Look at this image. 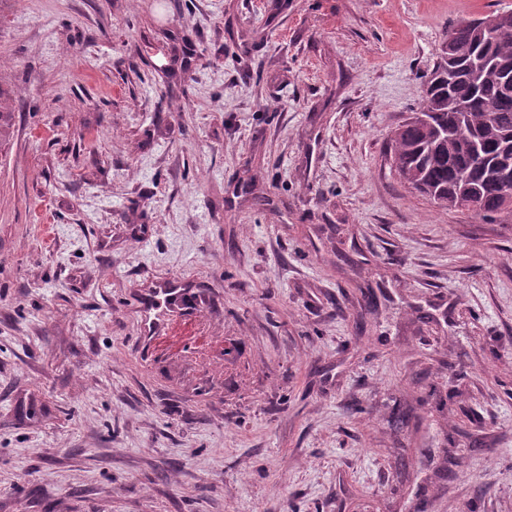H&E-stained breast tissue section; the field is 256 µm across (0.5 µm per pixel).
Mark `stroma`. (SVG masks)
<instances>
[{"label":"stroma","mask_w":512,"mask_h":512,"mask_svg":"<svg viewBox=\"0 0 512 512\" xmlns=\"http://www.w3.org/2000/svg\"><path fill=\"white\" fill-rule=\"evenodd\" d=\"M512 0H12L0 512H512V221L405 186ZM178 277L231 356L156 361ZM141 340L161 334L173 322L197 313V299L191 289L177 278H168L153 288H146L142 298Z\"/></svg>","instance_id":"obj_1"}]
</instances>
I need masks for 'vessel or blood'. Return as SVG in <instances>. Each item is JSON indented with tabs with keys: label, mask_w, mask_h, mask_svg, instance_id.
Here are the masks:
<instances>
[{
	"label": "vessel or blood",
	"mask_w": 512,
	"mask_h": 512,
	"mask_svg": "<svg viewBox=\"0 0 512 512\" xmlns=\"http://www.w3.org/2000/svg\"><path fill=\"white\" fill-rule=\"evenodd\" d=\"M197 300L191 289L176 278H169L146 289L142 298L140 333L143 340L161 334L179 319L195 314Z\"/></svg>",
	"instance_id": "obj_1"
}]
</instances>
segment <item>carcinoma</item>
I'll return each mask as SVG.
<instances>
[{"mask_svg": "<svg viewBox=\"0 0 512 512\" xmlns=\"http://www.w3.org/2000/svg\"><path fill=\"white\" fill-rule=\"evenodd\" d=\"M459 48V60L440 59V83L423 88V107L393 133L389 158L399 178L443 209L448 197L470 196L482 205L484 219L512 215L502 203L493 174L512 173V95L500 94L504 71L512 75V23L492 40L458 22L448 29ZM488 56L494 69H474L471 60ZM453 85H448V78ZM0 75V152L14 137V100ZM465 129L467 137L451 134Z\"/></svg>", "mask_w": 512, "mask_h": 512, "instance_id": "carcinoma-1", "label": "carcinoma"}]
</instances>
